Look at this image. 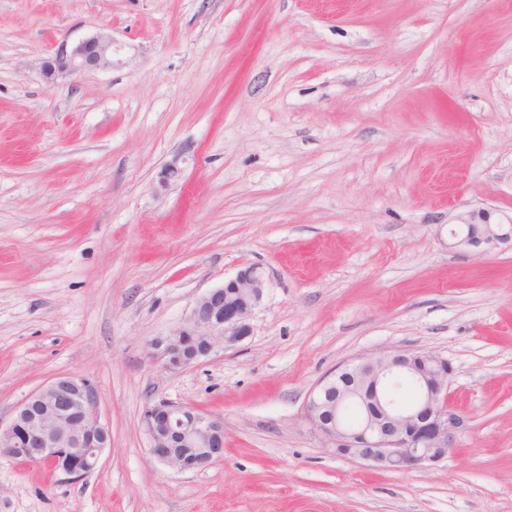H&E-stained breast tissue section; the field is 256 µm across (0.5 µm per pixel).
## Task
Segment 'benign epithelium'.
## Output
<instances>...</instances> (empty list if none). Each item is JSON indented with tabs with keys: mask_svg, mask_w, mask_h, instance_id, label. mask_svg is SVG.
Masks as SVG:
<instances>
[{
	"mask_svg": "<svg viewBox=\"0 0 512 512\" xmlns=\"http://www.w3.org/2000/svg\"><path fill=\"white\" fill-rule=\"evenodd\" d=\"M112 35L88 34L60 44L43 65L49 78L77 76L112 68ZM449 246L486 253L512 246V222H490V213L453 224ZM265 278L248 266L198 297L186 319L169 335L150 343L163 367L177 370L233 347L251 333L250 317L264 293ZM411 378L415 400L401 406L388 397L393 376ZM453 368L435 352L422 356L388 350L362 354L339 366L311 390L303 418L310 430L342 458L368 466L404 471L434 465L448 455L464 417L448 400ZM103 398L79 375L57 377L31 392L10 422L0 423V456L23 458L45 466L58 480L74 483L98 468L111 444L101 419ZM360 410V422H341L346 409ZM141 429L153 459L178 472L200 471L220 458L224 419L188 405L148 406Z\"/></svg>",
	"mask_w": 512,
	"mask_h": 512,
	"instance_id": "1",
	"label": "benign epithelium"
}]
</instances>
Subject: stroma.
<instances>
[{
  "label": "stroma",
  "mask_w": 512,
  "mask_h": 512,
  "mask_svg": "<svg viewBox=\"0 0 512 512\" xmlns=\"http://www.w3.org/2000/svg\"><path fill=\"white\" fill-rule=\"evenodd\" d=\"M98 31L112 68L44 76ZM482 210L512 220V0H0V421L77 374L112 435L73 484L0 457V512H512V248L448 245ZM249 265L250 336L164 369L150 342ZM394 349L447 357L466 420L405 472L303 420ZM161 401L223 417V457L153 461Z\"/></svg>",
  "instance_id": "35a3bbf8"
}]
</instances>
